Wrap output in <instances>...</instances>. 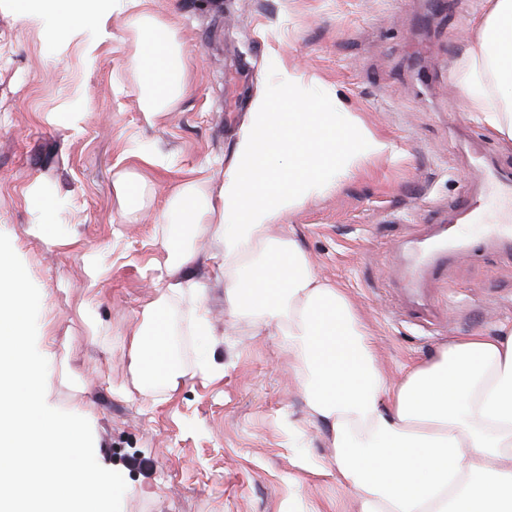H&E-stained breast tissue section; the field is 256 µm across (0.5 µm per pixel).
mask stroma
I'll return each mask as SVG.
<instances>
[{
    "label": "stroma",
    "mask_w": 512,
    "mask_h": 512,
    "mask_svg": "<svg viewBox=\"0 0 512 512\" xmlns=\"http://www.w3.org/2000/svg\"><path fill=\"white\" fill-rule=\"evenodd\" d=\"M483 4L154 0L179 30L190 91L176 111L149 120L124 13L113 11L90 60L83 38L57 42L45 22L0 0V232L40 291L47 399L89 421L97 461L126 479L121 512H357L353 488L313 471L331 454L326 430L309 427L303 448L291 432L307 410L275 331L231 318L206 269L198 275L208 282L201 304L211 335H197L185 300L166 307L186 373L176 392L139 383L124 347L167 282L170 227L155 218L170 190L189 177L218 190L253 97L274 87L280 68L402 151L362 162L273 227L292 230L318 272L344 288L387 373L512 321V253L484 250L482 223L456 225L474 251L425 283L437 319L407 305L399 273L403 246L428 238L468 193H484L467 143H479L488 164L512 168V148L470 118L460 90ZM156 153L165 167L150 164ZM124 169L154 187L135 224L114 201L112 180ZM35 182L72 244L30 235Z\"/></svg>",
    "instance_id": "35a3bbf8"
}]
</instances>
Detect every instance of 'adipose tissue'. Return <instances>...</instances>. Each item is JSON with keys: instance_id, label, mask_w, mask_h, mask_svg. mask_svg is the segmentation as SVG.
Returning a JSON list of instances; mask_svg holds the SVG:
<instances>
[{"instance_id": "ef3b65f1", "label": "adipose tissue", "mask_w": 512, "mask_h": 512, "mask_svg": "<svg viewBox=\"0 0 512 512\" xmlns=\"http://www.w3.org/2000/svg\"><path fill=\"white\" fill-rule=\"evenodd\" d=\"M151 0H18L22 15L50 21L64 42L114 9L126 16L139 75V108L151 117L174 111L189 90L178 29ZM461 80L472 119L512 146V0H486ZM303 79L281 68L274 95H258L218 193L197 179L174 187L160 224H180L164 244V297L146 312L125 345L136 375L179 388L165 318L170 298L195 297L192 241L215 242L208 259L224 283L231 315L257 329L280 331V343L300 384L312 423L333 448L321 470L337 473L358 494V512H512V322L443 346L407 368L398 382L374 359L370 333L345 291L316 270L294 233L270 234L288 213L322 194L333 177L365 158L395 155L393 143L355 118L310 98L301 109ZM119 211L135 218L152 189L133 170L112 182Z\"/></svg>"}]
</instances>
